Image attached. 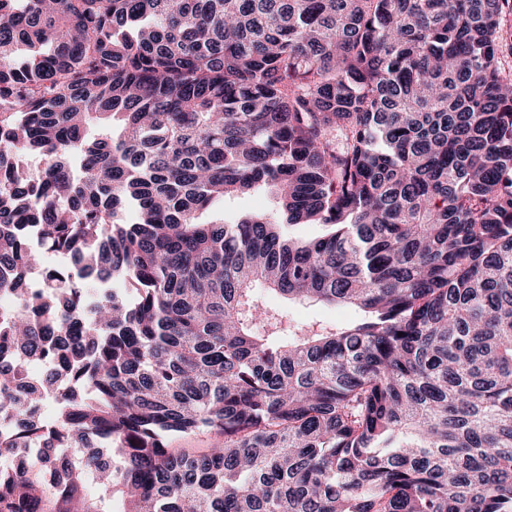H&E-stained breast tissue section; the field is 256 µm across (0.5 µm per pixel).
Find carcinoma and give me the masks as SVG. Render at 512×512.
<instances>
[{
  "instance_id": "carcinoma-1",
  "label": "carcinoma",
  "mask_w": 512,
  "mask_h": 512,
  "mask_svg": "<svg viewBox=\"0 0 512 512\" xmlns=\"http://www.w3.org/2000/svg\"><path fill=\"white\" fill-rule=\"evenodd\" d=\"M511 13L0 0V512H512ZM273 194L268 189H259L247 195L228 200L224 204V221L232 222L237 216L275 209ZM282 228L289 238L297 240L316 239L331 232V227L325 224H284ZM269 302L278 304L288 316V320L295 322H305L318 320L327 323L344 324L355 317L352 310L316 304L312 302H291L274 296L266 298Z\"/></svg>"
}]
</instances>
